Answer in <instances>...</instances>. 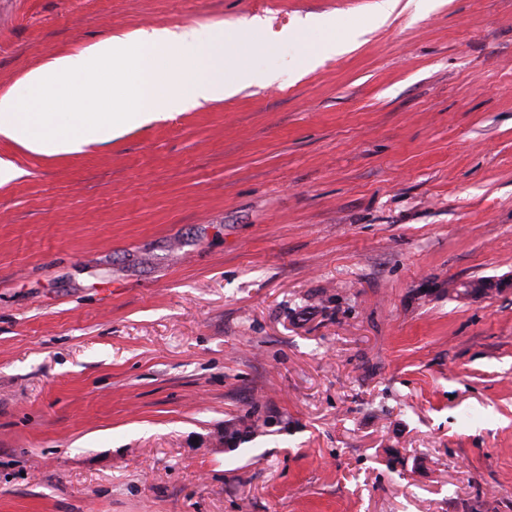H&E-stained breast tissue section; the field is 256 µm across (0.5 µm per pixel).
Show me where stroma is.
Instances as JSON below:
<instances>
[{
    "label": "stroma",
    "instance_id": "35a3bbf8",
    "mask_svg": "<svg viewBox=\"0 0 512 512\" xmlns=\"http://www.w3.org/2000/svg\"><path fill=\"white\" fill-rule=\"evenodd\" d=\"M376 3L0 0V96L141 29L257 72L0 136V512H512V0ZM498 285V282L492 280L465 282L457 288V295L465 300L482 299L497 291Z\"/></svg>",
    "mask_w": 512,
    "mask_h": 512
}]
</instances>
